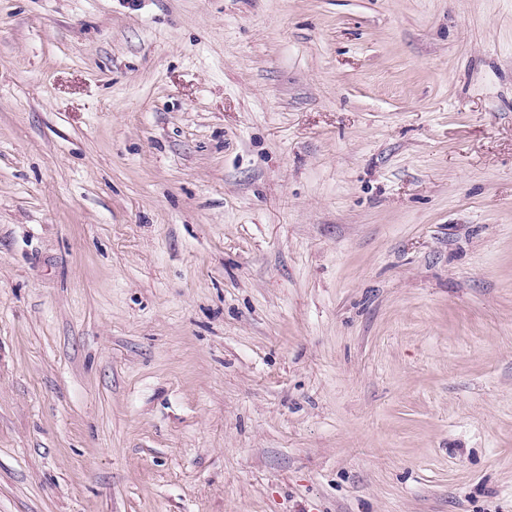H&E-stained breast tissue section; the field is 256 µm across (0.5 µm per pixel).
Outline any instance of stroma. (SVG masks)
<instances>
[{
	"instance_id": "obj_1",
	"label": "stroma",
	"mask_w": 512,
	"mask_h": 512,
	"mask_svg": "<svg viewBox=\"0 0 512 512\" xmlns=\"http://www.w3.org/2000/svg\"><path fill=\"white\" fill-rule=\"evenodd\" d=\"M0 512H512V0H0Z\"/></svg>"
}]
</instances>
